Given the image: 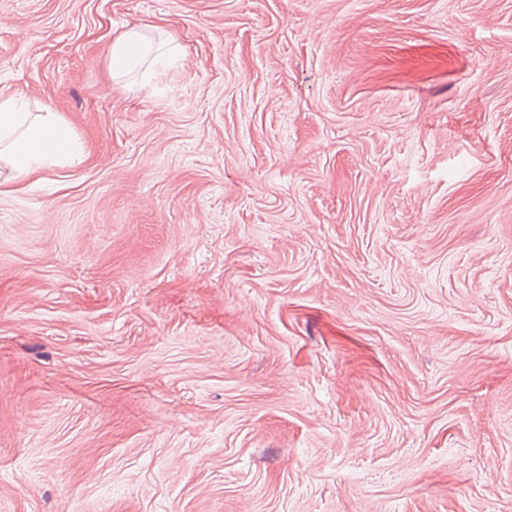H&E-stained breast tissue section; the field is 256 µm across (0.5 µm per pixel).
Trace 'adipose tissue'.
<instances>
[{
    "instance_id": "obj_1",
    "label": "adipose tissue",
    "mask_w": 512,
    "mask_h": 512,
    "mask_svg": "<svg viewBox=\"0 0 512 512\" xmlns=\"http://www.w3.org/2000/svg\"><path fill=\"white\" fill-rule=\"evenodd\" d=\"M148 53L138 30L128 29L112 42L109 68L115 73L133 69ZM75 158L72 129L57 113L30 121L18 112L16 100L0 101V159L7 162L14 179L36 178L45 169Z\"/></svg>"
}]
</instances>
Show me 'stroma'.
I'll return each mask as SVG.
<instances>
[{"label":"stroma","mask_w":512,"mask_h":512,"mask_svg":"<svg viewBox=\"0 0 512 512\" xmlns=\"http://www.w3.org/2000/svg\"><path fill=\"white\" fill-rule=\"evenodd\" d=\"M7 98L0 512H512V0H0ZM149 50L138 30L128 29L112 41L109 69L113 74L133 69L148 55ZM16 109V99L0 101V159L10 166L13 180L37 182L45 169L79 158L72 129L56 112L28 122Z\"/></svg>","instance_id":"obj_1"}]
</instances>
